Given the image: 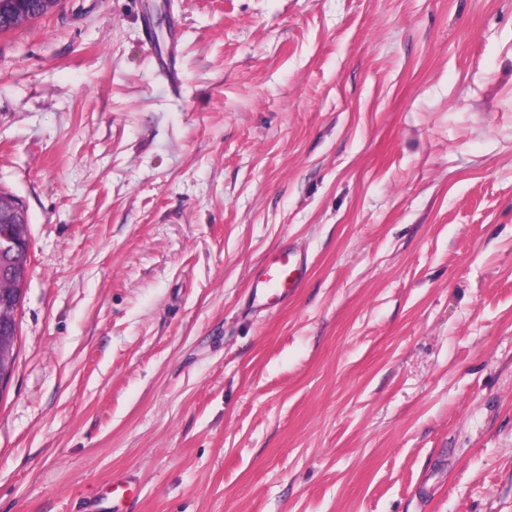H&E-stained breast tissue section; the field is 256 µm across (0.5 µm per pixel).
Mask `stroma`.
Listing matches in <instances>:
<instances>
[{
    "mask_svg": "<svg viewBox=\"0 0 512 512\" xmlns=\"http://www.w3.org/2000/svg\"><path fill=\"white\" fill-rule=\"evenodd\" d=\"M0 191V512H512V0H60ZM0 194L12 199L16 204H18V206L22 209L23 217L25 220V224H7V223H16L13 219V212L7 204L0 203V222L6 223V224L0 223V238L9 236V235H15L22 240L27 239L30 243V250H31L32 245H31L29 224H28L27 217H26V214H25V211H24L22 205L16 200V198H14L13 195L7 194V193H2V192H0ZM306 272L292 248L281 247L264 262L263 280L255 288H266L270 304L278 305L292 296ZM32 252L22 258V271L18 278L11 281L12 287L0 288V390L7 384L17 359L18 323L16 315L20 308L27 279L31 268ZM18 294L14 300L13 293Z\"/></svg>",
    "mask_w": 512,
    "mask_h": 512,
    "instance_id": "1",
    "label": "stroma"
}]
</instances>
